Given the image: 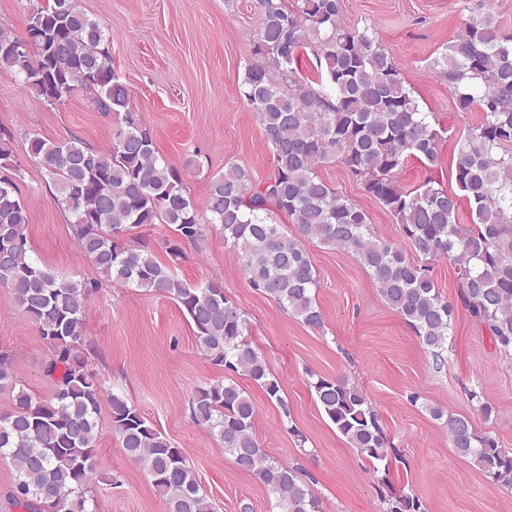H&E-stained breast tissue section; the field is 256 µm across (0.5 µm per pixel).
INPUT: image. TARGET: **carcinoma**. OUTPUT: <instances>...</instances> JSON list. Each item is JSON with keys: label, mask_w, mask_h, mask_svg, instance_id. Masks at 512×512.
<instances>
[{"label": "carcinoma", "mask_w": 512, "mask_h": 512, "mask_svg": "<svg viewBox=\"0 0 512 512\" xmlns=\"http://www.w3.org/2000/svg\"><path fill=\"white\" fill-rule=\"evenodd\" d=\"M476 0L432 70L448 82L460 112L479 121L457 140L452 175L458 191L428 177L410 188L401 174L411 159L431 171L448 129L420 109L400 68L376 32L341 22V0H258L262 18L251 38L239 94L256 112L272 149L274 168L259 183L236 165L212 177L207 210L235 252L249 285L314 329L324 327L316 300L318 275L307 242L352 252L382 300L413 329L435 364L445 363L456 306L440 292L433 262L458 270L460 300L512 356V31ZM111 27L87 15L78 0H40L24 35L0 27V68L49 105L72 95L115 117L112 142L100 151L79 138L50 143L35 134L26 153L55 187L54 202L73 224L95 279H59L33 257L29 214L19 196L21 167L14 135L0 127V288L51 347L43 373L47 396L19 384L11 354L0 350V389L15 391L0 411V460L14 469L6 498L18 512H96L92 489L98 424L108 405L112 432L127 458L145 472L169 512H212L183 449L162 434L127 396L106 391L90 368L85 303L103 283L169 296L189 317L199 349L224 367V380L197 387L190 417L224 448L235 467L274 495L277 512H322L303 469L279 463L261 447L257 406L237 383L249 377L287 421L278 379L248 336L244 312L222 285L190 284L158 261L145 240L128 243L145 224H169L171 260L204 236L181 171L160 162L153 134L129 108L130 91L116 76L109 51ZM34 38L24 50L20 44ZM316 59L318 88L302 74L301 51ZM338 161L398 224L404 246L375 234L366 212L319 168ZM466 200L471 223L457 222ZM292 221L277 224L272 213ZM324 415L373 472L396 454L367 393L349 377L319 376L310 383ZM482 416L498 415L483 390H473ZM443 421L455 453L490 482L512 490V452L464 416L429 408ZM384 512H425L420 498L390 490Z\"/></svg>", "instance_id": "obj_1"}]
</instances>
